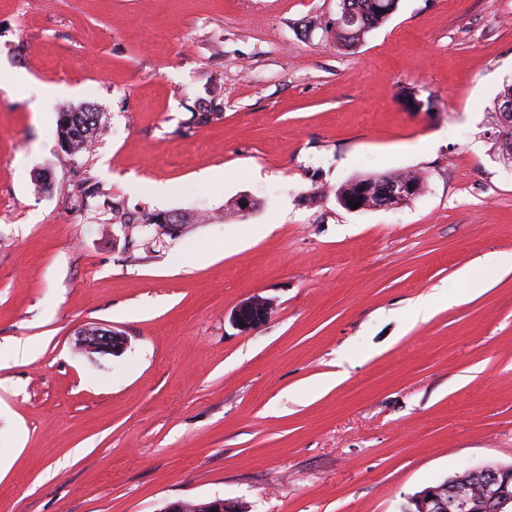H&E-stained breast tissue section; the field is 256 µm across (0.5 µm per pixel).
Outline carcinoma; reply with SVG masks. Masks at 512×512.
Instances as JSON below:
<instances>
[{"instance_id":"cac0c4a2","label":"carcinoma","mask_w":512,"mask_h":512,"mask_svg":"<svg viewBox=\"0 0 512 512\" xmlns=\"http://www.w3.org/2000/svg\"><path fill=\"white\" fill-rule=\"evenodd\" d=\"M340 15L333 18L334 24H324L320 16L307 18L303 27L306 30L317 27L336 43V47L348 51L354 44L363 41L375 29L382 26L391 17L390 10L395 7V0H339ZM345 15L356 18L353 26L341 22ZM512 101V83L503 86L494 102L490 124L493 129L494 151L502 156L512 158V113L502 112L503 103ZM223 101L214 98L203 108L197 117V122L206 124L223 117ZM100 113L91 107L80 104L70 106L59 113L56 127V138L60 148L68 155L76 157L88 149V144L94 141L100 130ZM369 176H356L341 184L336 192L351 202L360 200V189ZM162 215L160 210H148L135 214L125 209L118 201L112 202V221L116 224H128L134 231L145 232L153 229L157 235L169 233L167 225L158 221Z\"/></svg>"}]
</instances>
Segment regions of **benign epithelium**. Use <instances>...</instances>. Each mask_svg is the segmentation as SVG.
<instances>
[{
	"mask_svg": "<svg viewBox=\"0 0 512 512\" xmlns=\"http://www.w3.org/2000/svg\"><path fill=\"white\" fill-rule=\"evenodd\" d=\"M415 188L407 182L389 177L371 181L364 186L362 209H393L414 196ZM273 303L267 298L253 297L245 301L232 315V322L241 331H247L264 321ZM77 350L119 356L127 348V338L103 328H84L77 339ZM480 488L463 490L457 487L456 478L431 486L408 499L403 512H512V464H481L469 469ZM241 506L221 497L206 500L169 501L156 512H237Z\"/></svg>",
	"mask_w": 512,
	"mask_h": 512,
	"instance_id": "1",
	"label": "benign epithelium"
}]
</instances>
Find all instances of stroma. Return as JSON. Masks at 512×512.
Instances as JSON below:
<instances>
[{"instance_id":"stroma-1","label":"stroma","mask_w":512,"mask_h":512,"mask_svg":"<svg viewBox=\"0 0 512 512\" xmlns=\"http://www.w3.org/2000/svg\"><path fill=\"white\" fill-rule=\"evenodd\" d=\"M335 13L0 0V512H400L462 463H512V268L486 266L512 254L486 135L512 0H399L350 53L301 36ZM215 90L223 118L195 123ZM72 103L102 114L77 157L54 135ZM400 170L426 177L402 207L337 203ZM243 194L259 208L226 214ZM116 200L215 218L144 247ZM432 293L452 305L414 321ZM254 296L273 309L240 331ZM89 326L124 353H78ZM273 303L270 299L253 297L245 301L231 316L232 322L241 331L250 330L253 326L264 321L269 315ZM241 322L245 326H241ZM242 506L232 504L221 497H214L206 500L169 501L157 512H240Z\"/></svg>"}]
</instances>
